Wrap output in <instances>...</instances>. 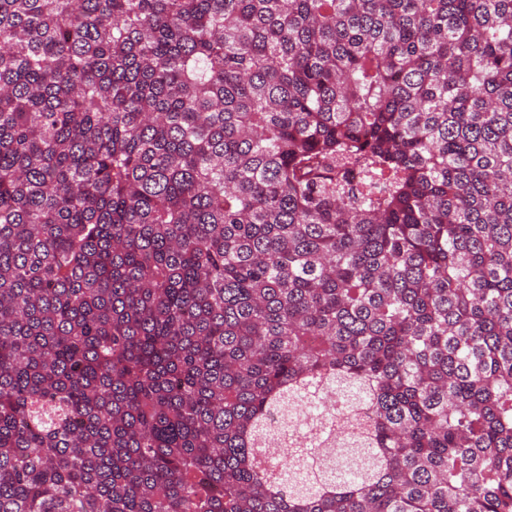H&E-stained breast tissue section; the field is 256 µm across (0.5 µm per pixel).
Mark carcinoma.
Segmentation results:
<instances>
[{
  "instance_id": "obj_1",
  "label": "carcinoma",
  "mask_w": 512,
  "mask_h": 512,
  "mask_svg": "<svg viewBox=\"0 0 512 512\" xmlns=\"http://www.w3.org/2000/svg\"><path fill=\"white\" fill-rule=\"evenodd\" d=\"M0 512H512V0H0Z\"/></svg>"
}]
</instances>
